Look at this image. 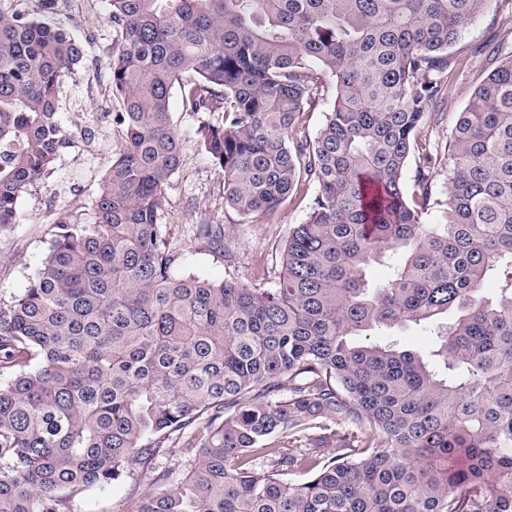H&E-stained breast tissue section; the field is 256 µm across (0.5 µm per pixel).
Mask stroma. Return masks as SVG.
Wrapping results in <instances>:
<instances>
[{"instance_id":"stroma-1","label":"stroma","mask_w":512,"mask_h":512,"mask_svg":"<svg viewBox=\"0 0 512 512\" xmlns=\"http://www.w3.org/2000/svg\"><path fill=\"white\" fill-rule=\"evenodd\" d=\"M511 11L512 0H492L489 9L473 20L456 45V53L465 57L466 64L454 78L445 117L429 127L432 140L440 147H447L458 112L484 77L485 63L476 54V47L493 42L502 54L512 53V35L493 23L496 15ZM53 20L69 35L85 42L86 59L66 78L60 92L58 118L68 142L52 173L19 199L17 224L0 232L1 305L9 304L27 288L48 253L54 226L62 214L84 224L91 222L101 179L121 144L118 129L112 124L115 105L109 73L115 34L106 0H56ZM170 108L184 146V162L166 189L164 208L170 234L182 251L179 270L214 281L232 275L241 284L253 286L261 272L279 270L288 229L301 223L305 212L287 206L279 212L276 223L265 224L240 219L225 208L224 174L200 151L195 135L197 116L183 111L176 95L171 98ZM204 218L229 227L228 246L235 255L234 265H227L223 257L212 253L190 232V225ZM183 467V458L177 456L159 458L149 471L132 465L130 478L78 499L74 512H135L136 488L146 487L158 472L177 473Z\"/></svg>"}]
</instances>
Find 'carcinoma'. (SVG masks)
Masks as SVG:
<instances>
[{"label":"carcinoma","mask_w":512,"mask_h":512,"mask_svg":"<svg viewBox=\"0 0 512 512\" xmlns=\"http://www.w3.org/2000/svg\"><path fill=\"white\" fill-rule=\"evenodd\" d=\"M490 2L107 0L122 142L93 221L61 217L0 305V512H74L175 453L184 473L155 478L135 512H512V55L477 50L444 202L427 127ZM84 56L0 8V229L66 142L59 93ZM326 72L335 99L311 135ZM175 90L207 114L196 134L226 206L272 224L306 204L276 287L177 271ZM196 229L227 256L226 225ZM400 252L389 281H367ZM409 323L434 328L430 358L365 341Z\"/></svg>","instance_id":"cac0c4a2"}]
</instances>
